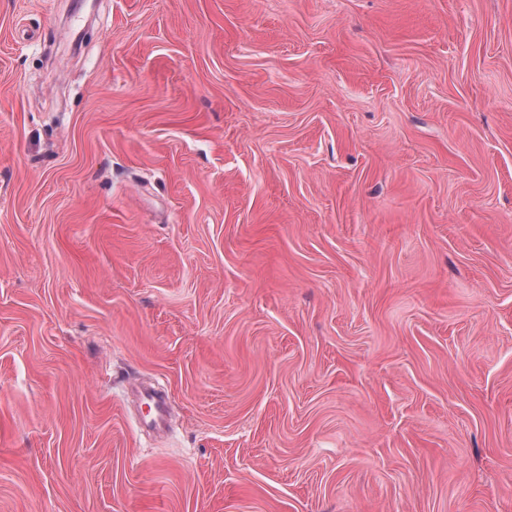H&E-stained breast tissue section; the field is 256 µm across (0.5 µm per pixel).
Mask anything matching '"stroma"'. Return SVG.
I'll use <instances>...</instances> for the list:
<instances>
[{"label":"stroma","mask_w":512,"mask_h":512,"mask_svg":"<svg viewBox=\"0 0 512 512\" xmlns=\"http://www.w3.org/2000/svg\"><path fill=\"white\" fill-rule=\"evenodd\" d=\"M0 512H512V0H0ZM139 399L146 406L140 427L145 430H161L166 427L170 401L166 390L160 386H147L139 392Z\"/></svg>","instance_id":"1"}]
</instances>
